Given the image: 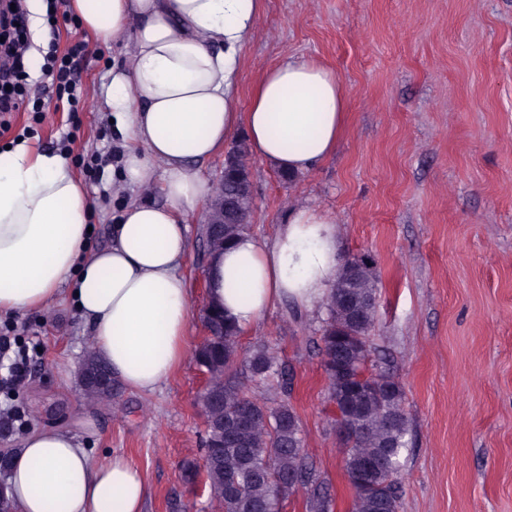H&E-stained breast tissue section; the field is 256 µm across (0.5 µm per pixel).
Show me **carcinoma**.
<instances>
[{
    "instance_id": "carcinoma-1",
    "label": "carcinoma",
    "mask_w": 512,
    "mask_h": 512,
    "mask_svg": "<svg viewBox=\"0 0 512 512\" xmlns=\"http://www.w3.org/2000/svg\"><path fill=\"white\" fill-rule=\"evenodd\" d=\"M358 292H377L374 270L365 272L357 288L331 289L316 347L329 400H336L345 385V375L336 370L338 360L360 375L365 387L383 385L395 390L389 404L367 396L363 410L351 421L352 431L343 441L342 474L351 495L349 512H400L403 454L411 440L404 391L373 357V317L364 320L358 335L336 344L337 330L348 321L343 297ZM215 329L222 334L206 337L197 347L208 361L212 374L208 392L214 396L204 410L202 463L184 462L183 482L205 485L224 512H263L295 490L303 492L306 512H334L330 480L304 451L301 419L290 401V368L268 344L242 349L240 331L229 319L215 324ZM243 414L248 423L232 427ZM364 461L377 464L368 489L357 478Z\"/></svg>"
}]
</instances>
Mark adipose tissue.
Segmentation results:
<instances>
[{"label":"adipose tissue","instance_id":"ef3b65f1","mask_svg":"<svg viewBox=\"0 0 512 512\" xmlns=\"http://www.w3.org/2000/svg\"><path fill=\"white\" fill-rule=\"evenodd\" d=\"M263 0H70L100 43L131 35L112 72V117L127 140L123 180L162 181L164 204L133 201L112 242L89 252L91 204L65 155L0 149V313L34 312L59 294L90 326L97 356L130 390L154 389L182 360L191 297L178 266L189 249L180 217L209 190L200 166L244 128L255 156L288 173L332 156L347 91L315 61L266 69L246 112L233 95L241 50ZM341 232L311 208L272 239L246 233L209 262V300L240 329L276 302L327 295L342 264ZM19 512H141L147 486L124 455H90L56 429L32 432L11 461Z\"/></svg>","mask_w":512,"mask_h":512}]
</instances>
